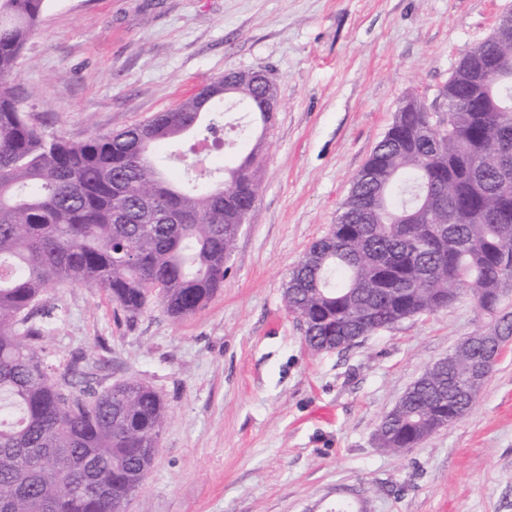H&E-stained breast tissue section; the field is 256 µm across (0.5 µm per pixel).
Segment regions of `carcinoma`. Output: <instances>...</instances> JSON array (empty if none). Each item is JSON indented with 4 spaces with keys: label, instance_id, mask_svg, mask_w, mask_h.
I'll list each match as a JSON object with an SVG mask.
<instances>
[{
    "label": "carcinoma",
    "instance_id": "obj_1",
    "mask_svg": "<svg viewBox=\"0 0 512 512\" xmlns=\"http://www.w3.org/2000/svg\"><path fill=\"white\" fill-rule=\"evenodd\" d=\"M48 0H0V512H116L141 486L168 406L151 387L83 384L79 359L52 379L39 356L51 312L40 297L62 285L105 290L128 318L157 298L172 319L204 307L224 287L236 232L255 209L251 168L272 119L250 71L217 79L238 89L256 143L224 181L175 183L153 147L224 122L205 99L74 143L48 136L25 112L14 79ZM512 42L467 50L448 80L447 118L418 96L352 179L336 224L292 270L284 299L305 320L315 353L443 309L463 291L494 314L512 279V68L473 82L470 64ZM512 324L433 363L390 416L380 446L401 452L453 425L475 401L471 365Z\"/></svg>",
    "mask_w": 512,
    "mask_h": 512
}]
</instances>
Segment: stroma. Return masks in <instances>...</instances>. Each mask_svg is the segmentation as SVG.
Segmentation results:
<instances>
[{
    "instance_id": "1",
    "label": "stroma",
    "mask_w": 512,
    "mask_h": 512,
    "mask_svg": "<svg viewBox=\"0 0 512 512\" xmlns=\"http://www.w3.org/2000/svg\"><path fill=\"white\" fill-rule=\"evenodd\" d=\"M512 0H50L15 86L49 135L73 142L176 109L227 70H265L278 109L256 177V208L223 288L179 320L151 303L135 320L99 288L42 297L54 315L43 358L62 378L152 387L167 403L158 451L126 512H512V346L470 411L407 452L377 429L431 363L493 318L468 296L355 346L317 354L283 289L325 235L353 176L408 95L445 116L464 50ZM162 155L209 181L250 141Z\"/></svg>"
}]
</instances>
